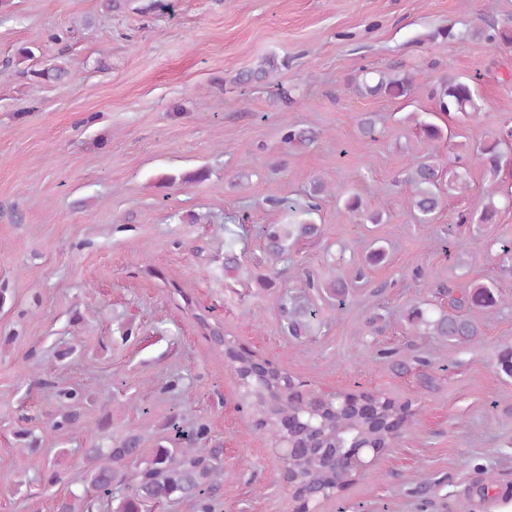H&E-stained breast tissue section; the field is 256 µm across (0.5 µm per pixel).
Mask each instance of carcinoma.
<instances>
[{"label":"carcinoma","instance_id":"obj_1","mask_svg":"<svg viewBox=\"0 0 512 512\" xmlns=\"http://www.w3.org/2000/svg\"><path fill=\"white\" fill-rule=\"evenodd\" d=\"M448 39H485L506 47H512V27L498 28L493 23L485 27L466 28L455 32H441ZM370 71H362V80L349 84L360 94L408 97L416 89V75L410 72H380L378 77H369ZM33 76L42 81H62L71 77L68 68L55 64ZM439 113L448 117L463 115L471 117L481 112L476 101L475 87L457 78L442 81L432 91ZM512 150V127L502 128L494 137L465 151L458 156L462 167L483 166L496 173L507 151ZM440 165L436 156L413 159L408 163L407 181L413 186L412 206L419 220L429 224L443 208V200L437 191ZM331 193L321 178L312 181L308 198L310 202L291 211L309 214L316 210L324 194ZM319 227L306 220L289 224H268L263 228L266 262L276 267L289 259L287 242L294 243L318 235ZM366 276L364 268L358 267L346 277L334 278L321 285L307 274V288L322 286L332 295L345 294L349 286ZM500 301L495 289L485 283L461 289L460 296L452 299L451 310L442 311L435 319H428L420 309L408 315L411 326L418 335L437 336L453 344H473L481 332L475 321L465 317L460 310L469 306L491 308ZM279 309L284 320L283 329L291 336L302 335L307 320L315 311L298 300L296 296L283 295ZM209 336L224 347V361L231 366L241 382L236 393V405L248 411L255 427L269 439L273 448L285 444L283 425L289 421L303 424L297 431L298 440L304 445L302 452L281 457L283 475L290 482L292 492H307L315 500H330L351 485L360 471L352 466L340 472L326 465V453L330 448H347L353 443L370 445L384 452L400 437L401 425L414 418L419 410L412 409V402L398 401L384 396H367L370 404L356 395L337 391L324 394L309 389L302 394L294 393L295 379L288 371L274 363L259 359L256 352L226 339L220 323L211 324L197 316ZM140 437L131 432L113 448H86V465L78 476L84 485L81 494L74 492L61 499L56 512H94L98 499L110 500V512H149V510L178 494L197 500L203 512H209L206 495L224 481V469L218 450L208 448H158L147 457L141 456ZM131 478L134 490L131 494L117 497L112 493L116 483Z\"/></svg>","mask_w":512,"mask_h":512}]
</instances>
